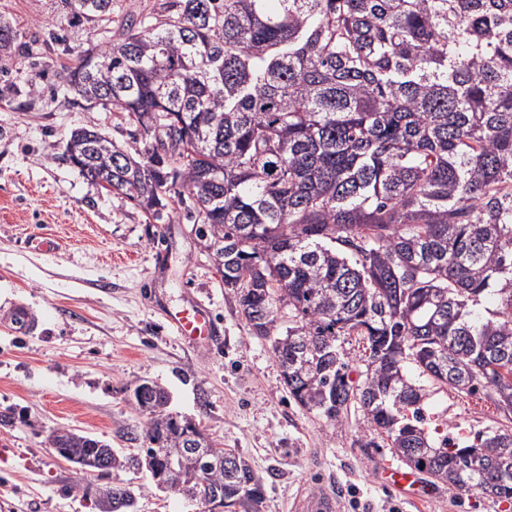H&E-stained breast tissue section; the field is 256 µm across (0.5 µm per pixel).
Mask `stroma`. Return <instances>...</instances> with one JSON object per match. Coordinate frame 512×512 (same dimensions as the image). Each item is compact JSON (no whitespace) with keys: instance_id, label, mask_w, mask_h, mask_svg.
Wrapping results in <instances>:
<instances>
[{"instance_id":"stroma-1","label":"stroma","mask_w":512,"mask_h":512,"mask_svg":"<svg viewBox=\"0 0 512 512\" xmlns=\"http://www.w3.org/2000/svg\"><path fill=\"white\" fill-rule=\"evenodd\" d=\"M164 0H112V20L89 24L64 0H0V17L21 48L0 60V512H97L80 486L122 481L136 512H202L200 506L149 485L144 471L76 474L47 438L72 428L137 454L146 421L129 402L142 381L165 386L174 413L193 418L216 447L242 453L264 484L261 512H290L296 498L331 489L340 512H512V502L461 493L425 478L426 499L409 501L383 483L382 468L401 466L390 448H363V411L340 425L289 398L282 370L265 340L253 336L225 290L196 221L178 196L170 218L155 221L134 202L87 181L65 156L75 128L95 123L132 146L122 113L69 101L59 74L87 43L113 41L129 14L157 17ZM45 235L58 247L32 249ZM165 251L164 268L154 254ZM209 305L224 333L217 350L196 349L168 332L162 310L188 297ZM25 306L33 329L11 330ZM425 429L461 443L503 423L483 394L430 388Z\"/></svg>"}]
</instances>
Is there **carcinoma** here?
<instances>
[{"mask_svg": "<svg viewBox=\"0 0 512 512\" xmlns=\"http://www.w3.org/2000/svg\"><path fill=\"white\" fill-rule=\"evenodd\" d=\"M88 23L112 0H65ZM117 42L78 51L63 79L135 127L128 151L95 124L66 155L89 181L164 220L188 195L224 287L270 342L289 396L338 425L360 405L392 454L459 491L512 500V0H167ZM18 31L0 18V59ZM175 132L198 156L161 152ZM495 308L479 314L483 302ZM288 308V327H278ZM368 356L349 379L340 338ZM481 392L510 426L463 447L423 427L428 384ZM130 402L147 447L130 457L52 432L80 473L174 460L166 490L260 512L251 463L168 411L151 383ZM224 457L202 484L188 437ZM99 512H129L121 484L78 485Z\"/></svg>", "mask_w": 512, "mask_h": 512, "instance_id": "carcinoma-1", "label": "carcinoma"}]
</instances>
